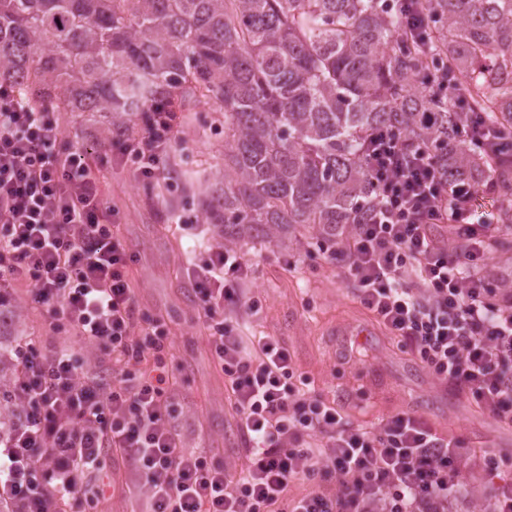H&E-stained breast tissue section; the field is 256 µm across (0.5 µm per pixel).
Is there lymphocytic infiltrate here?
Wrapping results in <instances>:
<instances>
[{
	"instance_id": "obj_1",
	"label": "lymphocytic infiltrate",
	"mask_w": 512,
	"mask_h": 512,
	"mask_svg": "<svg viewBox=\"0 0 512 512\" xmlns=\"http://www.w3.org/2000/svg\"><path fill=\"white\" fill-rule=\"evenodd\" d=\"M176 112L155 113L137 135H117L110 155L144 181L163 171L177 139ZM60 113L35 109L0 84V289L32 286L51 326L109 351L112 378L89 375L71 349L21 356L15 399L20 422L0 437V493L18 512H82L84 473L121 451L147 494V512H447L458 488L495 484L494 512H512V458L483 452L463 464V441L400 411L378 428L348 423L335 404L295 384L297 369L279 340L246 339L238 313L257 312L249 264L211 246L188 275L197 318L230 383L246 442L233 473L209 449L182 446L176 433L164 323L141 312L126 280L135 254L112 229L87 145L61 150ZM376 188L362 223L328 248L355 284L358 303L441 383L512 428V292L485 268L493 228L467 219L489 178L445 179L424 149L396 132L367 138ZM450 229L437 237L435 227ZM296 480L336 481L333 494L293 501Z\"/></svg>"
}]
</instances>
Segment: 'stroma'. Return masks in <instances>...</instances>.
Listing matches in <instances>:
<instances>
[{"label": "stroma", "instance_id": "1", "mask_svg": "<svg viewBox=\"0 0 512 512\" xmlns=\"http://www.w3.org/2000/svg\"><path fill=\"white\" fill-rule=\"evenodd\" d=\"M176 111L179 137L164 174L153 181L139 180L129 166L112 162L110 131L90 113H63L68 135L61 147L69 149L76 134L86 133L112 220L135 250L129 284L137 304L160 318L173 338L172 392L181 410L177 432L182 444L211 449L217 460L238 467L242 443L229 387L212 360L209 333L196 319L187 272L193 243L222 240L218 226L204 221L200 200L209 182L224 172V115L199 101L177 103ZM501 208L497 198L480 197L469 221L499 224L490 268L512 277V224H500ZM186 209L198 216V225L180 224ZM235 249L252 267L249 289L260 304L256 315L240 316L241 327L284 340L309 390L336 402L348 421L373 427L397 411L411 410L427 416L438 430L465 439L472 449L466 466L475 465L477 448L512 455V430L479 414L375 324L357 302L353 282L326 260L315 238L242 241ZM30 295L25 280L9 290V305L19 318L18 343L46 353L77 347L72 331L52 328ZM99 480L105 491L90 501L87 512H144L146 495L132 485L121 453L108 454Z\"/></svg>", "mask_w": 512, "mask_h": 512}]
</instances>
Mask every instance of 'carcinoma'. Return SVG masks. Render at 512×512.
<instances>
[{
  "label": "carcinoma",
  "instance_id": "carcinoma-1",
  "mask_svg": "<svg viewBox=\"0 0 512 512\" xmlns=\"http://www.w3.org/2000/svg\"><path fill=\"white\" fill-rule=\"evenodd\" d=\"M421 47L391 0H0V82L38 109L94 112L114 132L169 101L224 113V176L204 204L224 241L304 229L332 246L372 206L363 144L394 129L448 180L512 164L467 141L479 117L512 150V0H422ZM13 322L0 309V435L20 420Z\"/></svg>",
  "mask_w": 512,
  "mask_h": 512
}]
</instances>
